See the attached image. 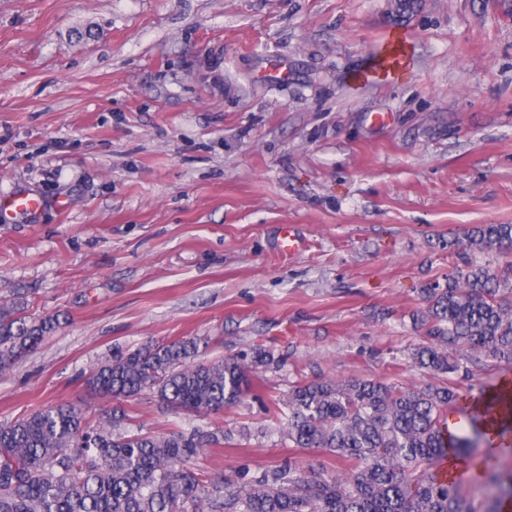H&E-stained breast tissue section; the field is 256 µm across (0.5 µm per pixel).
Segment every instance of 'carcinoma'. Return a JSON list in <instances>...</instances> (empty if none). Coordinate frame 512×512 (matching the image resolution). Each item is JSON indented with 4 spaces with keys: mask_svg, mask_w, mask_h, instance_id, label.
Masks as SVG:
<instances>
[{
    "mask_svg": "<svg viewBox=\"0 0 512 512\" xmlns=\"http://www.w3.org/2000/svg\"><path fill=\"white\" fill-rule=\"evenodd\" d=\"M468 238L475 251L512 253V224L475 226ZM423 293L427 308L412 316L426 329L427 344L414 353L420 367L459 372L450 349L512 364V261L470 264L448 275L446 287ZM24 310L20 297L0 304V373L59 326L54 316L31 318ZM205 347L189 337L117 349L89 383L115 399L149 391L166 406L211 412L239 404L259 369L282 363L260 346L204 362ZM457 399L446 384L300 383L288 394V412L275 413L276 428L295 448L336 456L344 471L328 476L290 460L260 473L243 470L234 481L187 467L228 439L222 430L131 432L123 411L94 423L57 405L0 424V512H500L512 501V473L486 508L437 472L448 455V407Z\"/></svg>",
    "mask_w": 512,
    "mask_h": 512,
    "instance_id": "1",
    "label": "carcinoma"
}]
</instances>
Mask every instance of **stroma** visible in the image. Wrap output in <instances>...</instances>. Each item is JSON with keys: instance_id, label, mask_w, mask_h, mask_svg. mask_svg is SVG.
I'll use <instances>...</instances> for the list:
<instances>
[{"instance_id": "35a3bbf8", "label": "stroma", "mask_w": 512, "mask_h": 512, "mask_svg": "<svg viewBox=\"0 0 512 512\" xmlns=\"http://www.w3.org/2000/svg\"><path fill=\"white\" fill-rule=\"evenodd\" d=\"M396 2L0 0V195L44 202L0 223V302L60 320L0 375V423L58 404L106 417L119 403L86 379L117 349L195 336L213 360L261 344L286 364L234 407L119 405L146 431L230 432L199 473L292 458L336 475L335 456L272 430L292 386L445 381L466 398L512 378L473 357L443 380L412 357L449 239L502 261L467 233L512 224V0H414L401 19ZM403 31L411 70L361 83ZM286 224L305 247L285 258Z\"/></svg>"}]
</instances>
